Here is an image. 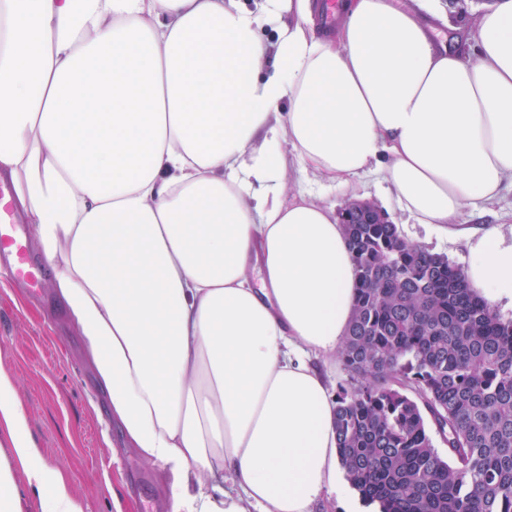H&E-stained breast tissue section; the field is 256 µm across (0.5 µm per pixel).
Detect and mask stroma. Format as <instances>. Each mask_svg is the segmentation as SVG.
<instances>
[{
	"mask_svg": "<svg viewBox=\"0 0 512 512\" xmlns=\"http://www.w3.org/2000/svg\"><path fill=\"white\" fill-rule=\"evenodd\" d=\"M284 165L287 196L306 191L341 211L367 200L398 224L404 237L468 268L473 254L463 237L419 224L397 210L386 182L372 174L333 186L293 164L287 140L275 148ZM0 366L10 370L27 411L28 429L43 457L65 471L85 512H169L171 489L160 465L143 458L96 413L103 399L78 330L60 306L49 275L39 289L20 282L0 286ZM120 506H113V492Z\"/></svg>",
	"mask_w": 512,
	"mask_h": 512,
	"instance_id": "stroma-1",
	"label": "stroma"
}]
</instances>
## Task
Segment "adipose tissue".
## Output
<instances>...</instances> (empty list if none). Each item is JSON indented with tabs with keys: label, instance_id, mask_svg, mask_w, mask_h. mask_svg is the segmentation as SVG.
Instances as JSON below:
<instances>
[{
	"label": "adipose tissue",
	"instance_id": "1",
	"mask_svg": "<svg viewBox=\"0 0 512 512\" xmlns=\"http://www.w3.org/2000/svg\"><path fill=\"white\" fill-rule=\"evenodd\" d=\"M0 0V180L83 339L109 418L171 472L170 512H310L340 470L332 358L355 300L332 207L284 200L272 152L371 171L417 223L512 187V0L436 46L440 0ZM276 32L275 47L261 37ZM468 284L512 300V243ZM84 512L0 366V512L17 480Z\"/></svg>",
	"mask_w": 512,
	"mask_h": 512
}]
</instances>
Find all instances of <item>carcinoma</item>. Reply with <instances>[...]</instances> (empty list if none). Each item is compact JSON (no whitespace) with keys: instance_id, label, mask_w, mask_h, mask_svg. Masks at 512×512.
I'll return each instance as SVG.
<instances>
[{"instance_id":"1","label":"carcinoma","mask_w":512,"mask_h":512,"mask_svg":"<svg viewBox=\"0 0 512 512\" xmlns=\"http://www.w3.org/2000/svg\"><path fill=\"white\" fill-rule=\"evenodd\" d=\"M344 230L356 301L334 425L347 481L381 512H512V319L398 225Z\"/></svg>"}]
</instances>
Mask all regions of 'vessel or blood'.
Listing matches in <instances>:
<instances>
[{
    "label": "vessel or blood",
    "mask_w": 512,
    "mask_h": 512,
    "mask_svg": "<svg viewBox=\"0 0 512 512\" xmlns=\"http://www.w3.org/2000/svg\"><path fill=\"white\" fill-rule=\"evenodd\" d=\"M9 193V188L0 186V260L5 263L0 272L33 288L40 280V266L27 250L23 226L10 213Z\"/></svg>",
    "instance_id": "b4317fda"
}]
</instances>
